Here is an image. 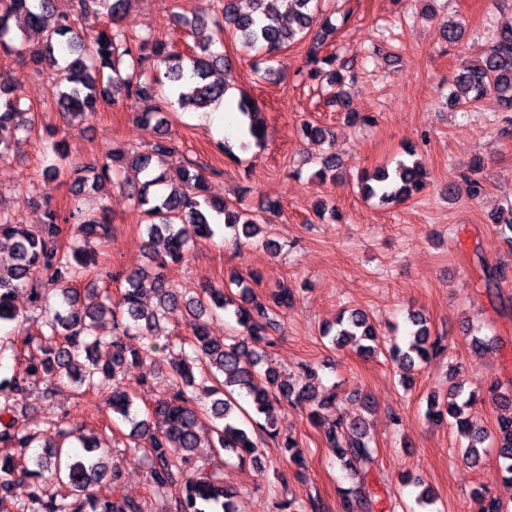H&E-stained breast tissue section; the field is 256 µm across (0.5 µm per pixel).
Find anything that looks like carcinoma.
Here are the masks:
<instances>
[{
	"mask_svg": "<svg viewBox=\"0 0 512 512\" xmlns=\"http://www.w3.org/2000/svg\"><path fill=\"white\" fill-rule=\"evenodd\" d=\"M131 2L73 0L63 5L59 0H0V53L36 72L55 71L52 99L59 111L75 117L84 118L105 104L117 108L155 96L166 85L183 108L199 111L221 102L230 84L224 76L214 79L212 75L218 68L228 70L230 63L224 54L212 51L203 37L207 17L182 23L201 47V54L186 56L166 42L130 35L122 20ZM286 2L282 12L272 0H249V9L244 11L241 0H221V17L243 48L262 50L269 57L312 37L307 78L314 80L323 66L337 61L334 55L318 56L319 47L337 26L325 17L315 33L317 0ZM90 14L106 16L108 27L81 28L80 20ZM17 15L25 16L27 24L19 35L10 26ZM7 84L8 78L1 77L0 163L16 154L18 131L28 129L30 123L20 103L9 96ZM453 84L456 101L477 103L490 96L498 111L507 114L505 120L512 122V27L494 32L480 57L462 61ZM236 112L247 119V136L260 141L264 132L253 99L240 95ZM137 119L156 130V140L145 151L113 149L93 175L96 181L129 188L146 222V246L155 254V270L150 273L102 271L105 278L125 283L118 297L108 296L103 302L97 289L78 288L87 269L98 264L96 245L112 229L106 206H83L87 177L74 180L78 189L73 192L69 213L63 215L48 206L39 225L17 224L0 209V241L9 243L8 250L0 252V323L12 322L17 330L14 336H0V353L31 351L19 370L0 377V502L8 499L18 477L29 479L26 498L14 501L12 512H144L142 501L123 494L119 473L110 464L112 449L101 447L97 436H79L83 453L72 454L64 447L73 434L71 429L62 427L56 435L47 436L36 422L19 423L17 406L27 402L32 380L41 375L53 380L43 392L46 397L61 385L73 387L80 395L104 394L107 409L130 427L129 454L142 450L149 457L152 489L170 495L171 512H244L237 490L224 486L216 471L196 465L195 454L202 446L232 452L240 463L249 461L260 470L261 453L253 435L261 432L278 440L289 462L304 465L296 439L280 436L278 411L288 405L313 404L316 371L305 366L300 379L292 382L274 370H267L263 377L256 370L265 356L264 348L274 343L278 317L292 304L293 293L281 288L264 304L243 278L233 281L238 292L231 294L222 286L205 285L188 297L168 284L162 269L186 260L195 239L213 235V215L224 216L225 227L240 230L247 238L257 235L258 225L245 210L206 196V176L196 163L182 159L169 133L166 113L142 112ZM125 168L142 180L119 179ZM361 181L366 198L389 204L422 190L427 184L426 169L418 160L401 161L394 172L378 169L365 173ZM69 222L71 241L64 247L59 234L61 225ZM484 279L488 289L497 290L512 279V265H488ZM23 291L29 292L31 306L43 317L44 330L38 338L22 335L27 316L15 305V298ZM150 295L157 304L147 310L144 300ZM180 306L189 316L190 329L181 345L191 353L168 359V392L151 408L150 416L141 418L134 398L120 390V385L131 366L173 346L161 319L165 311ZM214 309L233 311L239 335L228 343L208 335L205 317ZM105 315L113 322L109 337L97 333ZM408 320L413 327L409 341L403 346L392 344L388 354L400 368L410 371L441 353L444 346L440 337H431L422 313L413 311ZM127 336H139L147 344L132 347L125 341ZM331 343L370 356L377 352V331L365 313L354 310L336 322ZM462 394L463 390L455 389L446 404L431 403L426 416L436 421L447 416L453 419L452 425L467 440L463 459L471 465L479 462L480 449L493 439L504 480L512 483V385L496 383L488 389L489 400L504 410L493 435L465 417L478 394L471 391L459 403ZM205 421L211 437L204 445L200 429ZM325 437L336 460L357 479L341 494V512H373L378 499L370 476L377 451L369 441L365 418L360 415L348 423L339 418L330 424ZM105 479L112 482V497L100 499L93 489ZM477 505L478 512H508V506L493 496L479 495Z\"/></svg>",
	"mask_w": 512,
	"mask_h": 512,
	"instance_id": "cac0c4a2",
	"label": "carcinoma"
}]
</instances>
